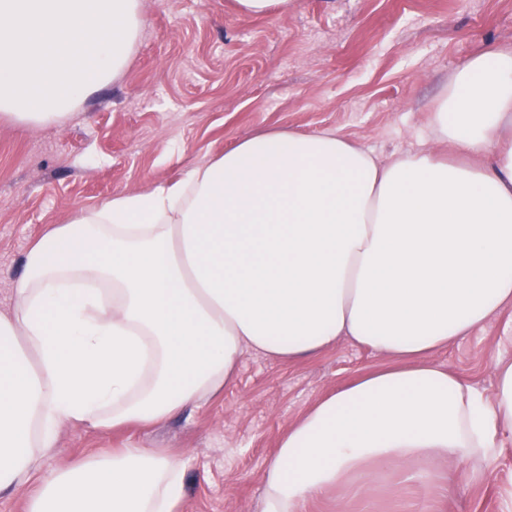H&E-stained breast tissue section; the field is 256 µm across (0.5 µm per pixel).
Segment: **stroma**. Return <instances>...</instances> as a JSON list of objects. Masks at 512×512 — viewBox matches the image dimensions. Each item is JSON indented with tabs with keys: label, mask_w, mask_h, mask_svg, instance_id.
Segmentation results:
<instances>
[{
	"label": "stroma",
	"mask_w": 512,
	"mask_h": 512,
	"mask_svg": "<svg viewBox=\"0 0 512 512\" xmlns=\"http://www.w3.org/2000/svg\"><path fill=\"white\" fill-rule=\"evenodd\" d=\"M124 70L62 121L0 117V312L33 244L112 197L143 193L263 130L337 131L381 160L443 144L426 135L452 74L512 46V0H290L240 15L234 0H141ZM512 358V308L434 353L484 394ZM382 356L339 342L284 363L245 354L233 385L147 431L66 426L45 469L138 440L186 463L181 512H258L270 456L316 400ZM468 466L413 465L309 499L301 512H512V447Z\"/></svg>",
	"instance_id": "stroma-1"
}]
</instances>
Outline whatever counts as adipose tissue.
<instances>
[{
    "label": "adipose tissue",
    "instance_id": "adipose-tissue-1",
    "mask_svg": "<svg viewBox=\"0 0 512 512\" xmlns=\"http://www.w3.org/2000/svg\"><path fill=\"white\" fill-rule=\"evenodd\" d=\"M140 0H0V114L56 122L125 65ZM444 157L380 163L328 131L258 133L175 183L40 238L0 314V494L26 512H179L180 458L133 442L49 472L60 428L147 429L220 393L247 352L345 340L387 358L289 425L258 512H301L403 463L480 471L512 446V360L484 395L438 349L512 308V48L429 120ZM34 484L0 496V512H25L26 499L34 492Z\"/></svg>",
    "mask_w": 512,
    "mask_h": 512
}]
</instances>
